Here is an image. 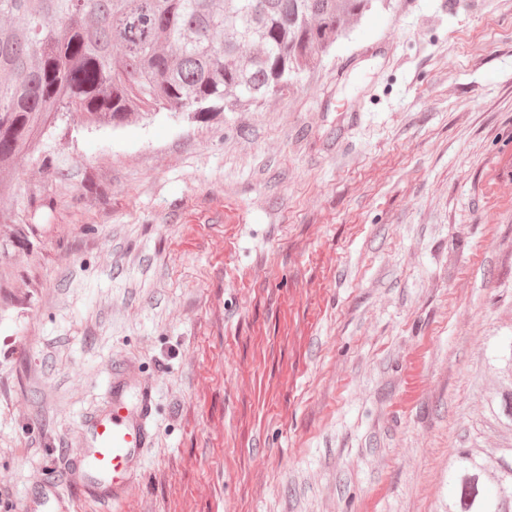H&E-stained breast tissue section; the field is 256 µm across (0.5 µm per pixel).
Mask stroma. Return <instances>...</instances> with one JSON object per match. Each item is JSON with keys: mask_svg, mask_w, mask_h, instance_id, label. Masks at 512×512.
I'll use <instances>...</instances> for the list:
<instances>
[{"mask_svg": "<svg viewBox=\"0 0 512 512\" xmlns=\"http://www.w3.org/2000/svg\"><path fill=\"white\" fill-rule=\"evenodd\" d=\"M512 336V0H391L233 112L50 130L0 200V512L153 383L123 512H448Z\"/></svg>", "mask_w": 512, "mask_h": 512, "instance_id": "35a3bbf8", "label": "stroma"}]
</instances>
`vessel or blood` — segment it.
Here are the masks:
<instances>
[{"mask_svg": "<svg viewBox=\"0 0 512 512\" xmlns=\"http://www.w3.org/2000/svg\"><path fill=\"white\" fill-rule=\"evenodd\" d=\"M125 381L112 382V407L86 424V446L81 455L85 468L112 487V506L120 508L133 486L132 465L152 437V385L140 380L135 404L126 401Z\"/></svg>", "mask_w": 512, "mask_h": 512, "instance_id": "obj_1", "label": "vessel or blood"}]
</instances>
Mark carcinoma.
<instances>
[{
	"mask_svg": "<svg viewBox=\"0 0 512 512\" xmlns=\"http://www.w3.org/2000/svg\"><path fill=\"white\" fill-rule=\"evenodd\" d=\"M390 0H0V189L51 125L230 111L298 81ZM512 427V383L488 401ZM448 512H512V447L464 448Z\"/></svg>",
	"mask_w": 512,
	"mask_h": 512,
	"instance_id": "obj_1",
	"label": "carcinoma"
}]
</instances>
